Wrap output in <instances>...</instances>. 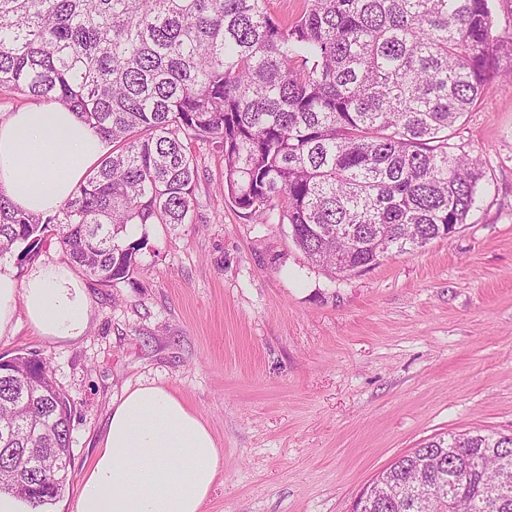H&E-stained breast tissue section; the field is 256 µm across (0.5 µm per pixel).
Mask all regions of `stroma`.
<instances>
[{
    "label": "stroma",
    "mask_w": 512,
    "mask_h": 512,
    "mask_svg": "<svg viewBox=\"0 0 512 512\" xmlns=\"http://www.w3.org/2000/svg\"><path fill=\"white\" fill-rule=\"evenodd\" d=\"M455 143L488 185L458 233L367 272L331 277L285 224H260L219 189L224 158L190 149L191 221L140 226L129 280H85L89 323L49 340L19 320L0 355L45 357L72 400L73 512L112 407L147 384L178 393L223 450L206 512H351L398 457L437 435H512V88L490 84ZM56 238L0 259L17 279L68 263Z\"/></svg>",
    "instance_id": "stroma-1"
}]
</instances>
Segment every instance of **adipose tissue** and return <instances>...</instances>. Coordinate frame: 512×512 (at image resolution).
Returning a JSON list of instances; mask_svg holds the SVG:
<instances>
[{"mask_svg":"<svg viewBox=\"0 0 512 512\" xmlns=\"http://www.w3.org/2000/svg\"><path fill=\"white\" fill-rule=\"evenodd\" d=\"M106 151L105 142L59 104L0 118V191L28 213L50 214L70 199ZM46 339H75L89 301L63 264L34 266L24 280L0 267V338L17 313ZM222 450L202 417L154 384L114 405L96 458L84 473L75 512H205Z\"/></svg>","mask_w":512,"mask_h":512,"instance_id":"adipose-tissue-1","label":"adipose tissue"}]
</instances>
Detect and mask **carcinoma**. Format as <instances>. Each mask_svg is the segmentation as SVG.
Instances as JSON below:
<instances>
[{"instance_id":"obj_1","label":"carcinoma","mask_w":512,"mask_h":512,"mask_svg":"<svg viewBox=\"0 0 512 512\" xmlns=\"http://www.w3.org/2000/svg\"><path fill=\"white\" fill-rule=\"evenodd\" d=\"M494 0H0V88L59 103L98 133L103 156L53 214L0 191V257L53 233L104 287L132 275L147 238L130 224H187L199 183L188 142L224 156V196L262 224H286L307 260L334 274L373 269L447 239L476 208L485 162L451 143L497 78L512 86V36ZM46 359L0 373V490L26 480L61 496L73 403L24 381ZM512 471V436L438 437L382 472L451 489L464 512H512L487 488ZM410 499L362 512H446Z\"/></svg>"}]
</instances>
